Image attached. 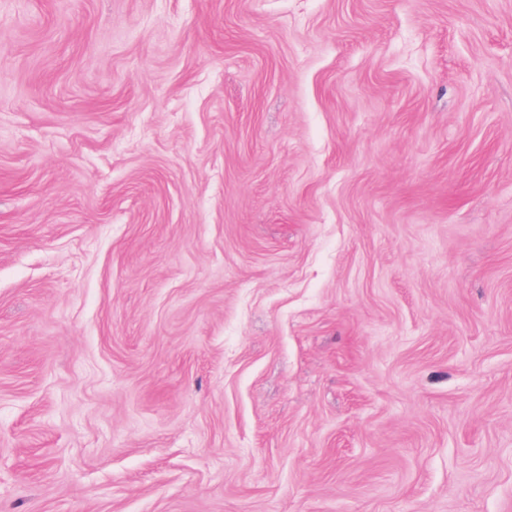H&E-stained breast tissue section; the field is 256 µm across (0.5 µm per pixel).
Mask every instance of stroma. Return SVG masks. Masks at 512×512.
<instances>
[{
  "label": "stroma",
  "mask_w": 512,
  "mask_h": 512,
  "mask_svg": "<svg viewBox=\"0 0 512 512\" xmlns=\"http://www.w3.org/2000/svg\"><path fill=\"white\" fill-rule=\"evenodd\" d=\"M0 512H512V0H0Z\"/></svg>",
  "instance_id": "stroma-1"
}]
</instances>
